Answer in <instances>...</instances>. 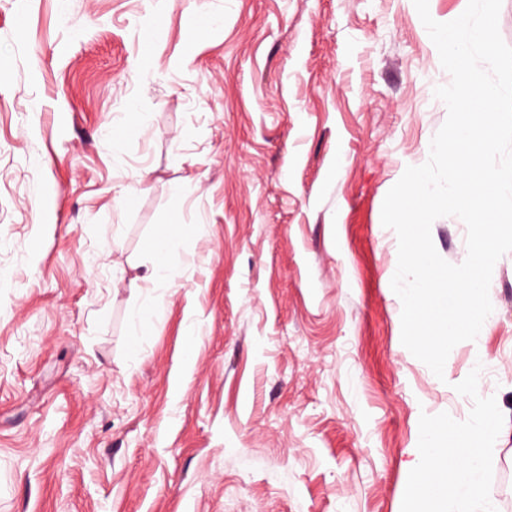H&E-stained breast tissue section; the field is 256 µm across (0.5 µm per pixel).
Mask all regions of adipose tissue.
<instances>
[{
  "mask_svg": "<svg viewBox=\"0 0 512 512\" xmlns=\"http://www.w3.org/2000/svg\"><path fill=\"white\" fill-rule=\"evenodd\" d=\"M489 424L433 426L407 470L403 512H490L485 505L481 446Z\"/></svg>",
  "mask_w": 512,
  "mask_h": 512,
  "instance_id": "obj_1",
  "label": "adipose tissue"
}]
</instances>
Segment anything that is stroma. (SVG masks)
Masks as SVG:
<instances>
[{
  "label": "stroma",
  "instance_id": "35a3bbf8",
  "mask_svg": "<svg viewBox=\"0 0 512 512\" xmlns=\"http://www.w3.org/2000/svg\"><path fill=\"white\" fill-rule=\"evenodd\" d=\"M447 83L412 0H0V512H401L423 429L491 416L512 512V252L440 378L391 288ZM183 233L182 224H166L162 226L154 240L155 260L149 278L158 282L165 280L168 276V253L171 243Z\"/></svg>",
  "mask_w": 512,
  "mask_h": 512
}]
</instances>
